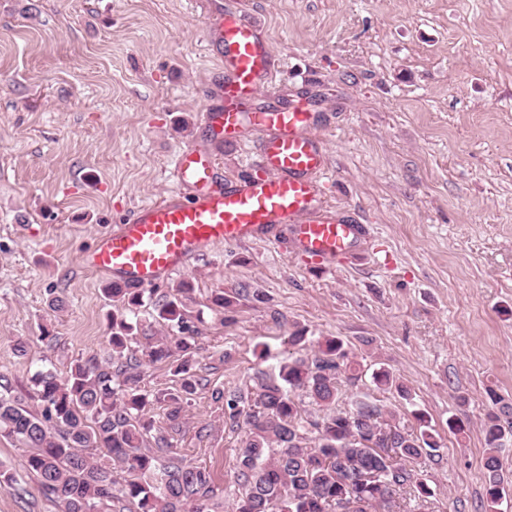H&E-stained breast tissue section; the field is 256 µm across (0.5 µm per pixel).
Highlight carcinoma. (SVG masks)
<instances>
[{
    "label": "carcinoma",
    "instance_id": "1",
    "mask_svg": "<svg viewBox=\"0 0 512 512\" xmlns=\"http://www.w3.org/2000/svg\"><path fill=\"white\" fill-rule=\"evenodd\" d=\"M187 281L155 306L157 318L192 333ZM112 301L105 362L95 355L59 378L51 371L34 379L41 412L9 397V379L0 374V434L28 448L25 468L60 512H105L119 502L135 512H219L212 501L211 475L173 451L169 435L147 416L150 398L169 403L178 421L197 391L189 341L177 346L175 391L151 396L141 390L140 361L129 345L138 326L129 314L142 306L145 290L118 281L104 289ZM360 363L337 337L316 341L310 357H289L278 380L255 374L257 390L218 393L224 419L245 429L236 457L234 512H396V495L409 491L422 502L434 495L410 463L437 456L439 443L423 413L419 429L395 423L396 415L377 401L357 399L335 407L340 380L361 379ZM373 384L405 400L410 389L389 369L373 371ZM490 409L482 420L487 453L485 499L496 512L508 486L499 452L512 444V403L487 389ZM328 413L313 416L302 398Z\"/></svg>",
    "mask_w": 512,
    "mask_h": 512
}]
</instances>
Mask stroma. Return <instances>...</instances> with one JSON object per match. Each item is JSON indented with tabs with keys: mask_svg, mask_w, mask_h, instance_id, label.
<instances>
[{
	"mask_svg": "<svg viewBox=\"0 0 512 512\" xmlns=\"http://www.w3.org/2000/svg\"><path fill=\"white\" fill-rule=\"evenodd\" d=\"M218 7L262 22L275 68L252 104L315 112L325 200L365 235L327 269L254 241L154 286L157 299L184 279L194 288L202 384L176 451L211 471L231 512L244 432L213 394L277 375L302 328L410 388L406 401L366 375L338 405L369 395L409 428L427 414L440 450L416 463L434 490L424 512H486V391L512 401V0H0V373L12 398L41 411L38 372L62 377L104 354L110 279L80 256L175 191L182 149L216 148L228 179L254 168L253 137L217 140L206 118L222 76L205 45ZM242 288L232 313L213 301ZM25 454L0 435V469L15 478L0 512H58Z\"/></svg>",
	"mask_w": 512,
	"mask_h": 512,
	"instance_id": "stroma-1",
	"label": "stroma"
}]
</instances>
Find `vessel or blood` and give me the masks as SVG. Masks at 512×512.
I'll use <instances>...</instances> for the list:
<instances>
[{"mask_svg": "<svg viewBox=\"0 0 512 512\" xmlns=\"http://www.w3.org/2000/svg\"><path fill=\"white\" fill-rule=\"evenodd\" d=\"M206 37L224 72L212 92L217 103L208 109L212 130L221 138L246 130L256 134L258 170L222 181L214 150L183 149L173 169L179 192L139 206L125 223L98 236L94 248L82 254L83 266L150 288L218 245L258 239L276 245L285 231L309 258L331 265L344 260L362 228L339 217L323 198L320 178L327 157L311 133L312 112L301 104L246 108L274 68L255 23L218 9L207 19Z\"/></svg>", "mask_w": 512, "mask_h": 512, "instance_id": "obj_1", "label": "vessel or blood"}]
</instances>
